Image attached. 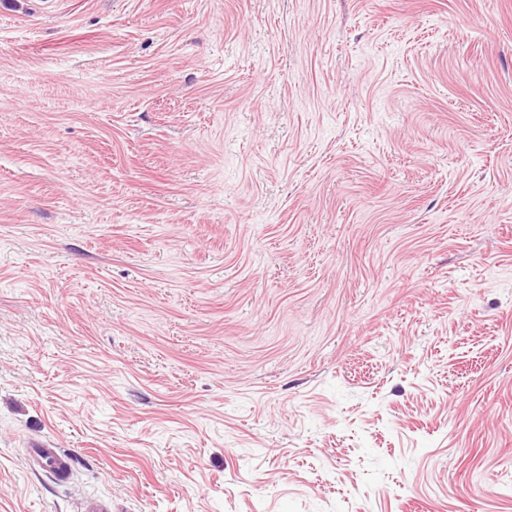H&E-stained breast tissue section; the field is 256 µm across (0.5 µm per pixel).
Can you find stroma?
I'll list each match as a JSON object with an SVG mask.
<instances>
[{
	"label": "stroma",
	"mask_w": 512,
	"mask_h": 512,
	"mask_svg": "<svg viewBox=\"0 0 512 512\" xmlns=\"http://www.w3.org/2000/svg\"><path fill=\"white\" fill-rule=\"evenodd\" d=\"M90 494L512 512V0H0V512ZM46 441L33 439L27 445L29 463L37 465L56 481L66 482L72 473V457Z\"/></svg>",
	"instance_id": "obj_1"
}]
</instances>
